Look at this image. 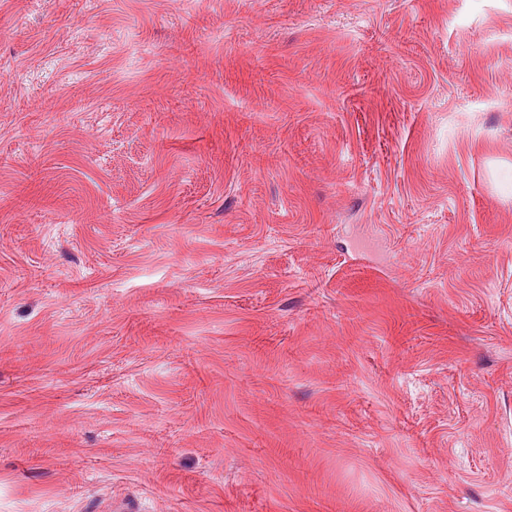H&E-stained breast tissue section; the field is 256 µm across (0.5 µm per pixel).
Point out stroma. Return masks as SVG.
I'll return each mask as SVG.
<instances>
[{
    "label": "stroma",
    "instance_id": "35a3bbf8",
    "mask_svg": "<svg viewBox=\"0 0 512 512\" xmlns=\"http://www.w3.org/2000/svg\"><path fill=\"white\" fill-rule=\"evenodd\" d=\"M0 512H512V0H0Z\"/></svg>",
    "mask_w": 512,
    "mask_h": 512
}]
</instances>
